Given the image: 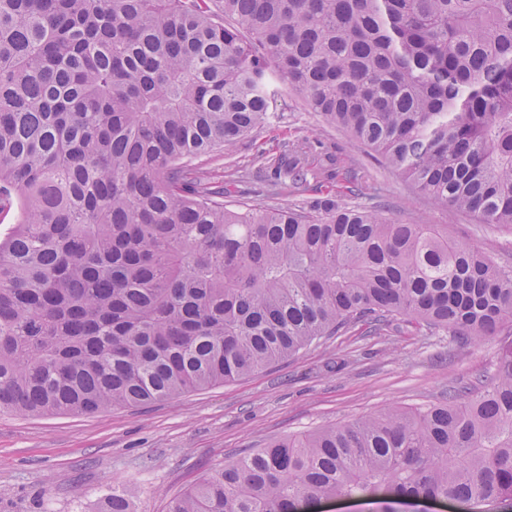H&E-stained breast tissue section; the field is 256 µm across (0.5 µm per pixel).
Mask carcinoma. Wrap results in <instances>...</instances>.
<instances>
[{"label":"carcinoma","mask_w":512,"mask_h":512,"mask_svg":"<svg viewBox=\"0 0 512 512\" xmlns=\"http://www.w3.org/2000/svg\"><path fill=\"white\" fill-rule=\"evenodd\" d=\"M419 191L512 230V0H0V407L173 399L394 317L480 344L512 268L329 194L229 209L186 160L233 149L270 82ZM297 187L306 170L275 164ZM512 509V344L495 371L224 461L168 512ZM102 512H134L112 488Z\"/></svg>","instance_id":"cac0c4a2"}]
</instances>
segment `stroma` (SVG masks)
Returning a JSON list of instances; mask_svg holds the SVG:
<instances>
[{
	"label": "stroma",
	"instance_id": "1",
	"mask_svg": "<svg viewBox=\"0 0 512 512\" xmlns=\"http://www.w3.org/2000/svg\"><path fill=\"white\" fill-rule=\"evenodd\" d=\"M267 123L230 152L196 159L228 205L308 208L338 192L350 206L384 208L405 224L443 225L450 239L512 267V231L478 223L415 189L343 129L325 124L302 93L273 85ZM300 145L312 169L304 186L280 185L269 160ZM500 334L449 344L411 324L368 332L358 323L288 360L237 381L164 402L92 415L0 411V512H100L113 487L138 512H168L172 498L246 448L352 421L389 407H424L451 386L494 370Z\"/></svg>",
	"mask_w": 512,
	"mask_h": 512
}]
</instances>
